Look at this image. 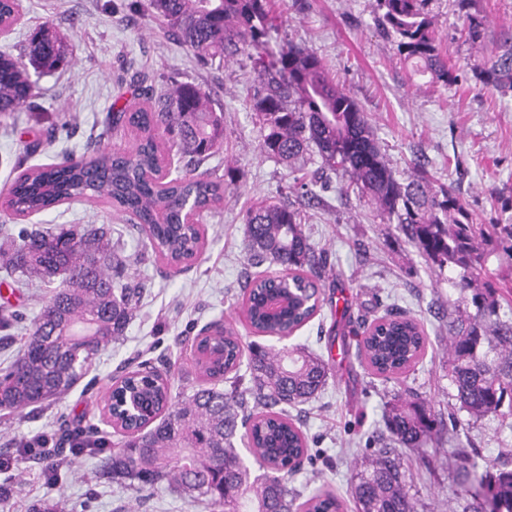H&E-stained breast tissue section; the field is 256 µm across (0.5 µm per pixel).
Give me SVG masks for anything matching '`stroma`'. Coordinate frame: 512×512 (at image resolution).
Listing matches in <instances>:
<instances>
[{
	"instance_id": "35a3bbf8",
	"label": "stroma",
	"mask_w": 512,
	"mask_h": 512,
	"mask_svg": "<svg viewBox=\"0 0 512 512\" xmlns=\"http://www.w3.org/2000/svg\"><path fill=\"white\" fill-rule=\"evenodd\" d=\"M21 5L23 17L0 37V50L25 59L31 34L47 22L72 45L73 60L37 76L33 106L18 109L15 124L0 123V246L18 243L24 227L107 224L114 247L144 290L123 339L101 351L66 396L20 414L0 411V485L11 488L0 512H31L33 504L46 500L64 512H205L163 485L138 497L99 477L96 454L76 457L70 448L81 441L116 447L120 437L103 415L102 396L127 359L143 355L171 375L175 392L187 393L199 383L193 339L204 326L230 323L243 331L244 342L252 341L243 330L241 286L256 270L247 261L242 215L260 198L302 209L311 243L327 250L330 264L320 311L287 340L320 355L329 368L324 390L289 411L300 419L312 456L290 477L289 487L306 496L328 485L346 512H355L351 487L380 446L387 401L403 387L426 399L439 422L433 443L404 451L416 512H462L465 504L486 503L487 491L476 487L455 497L456 474L446 456L458 440L491 464L512 455V424L470 419L448 380V319L472 310L471 293H460L447 276L430 271L416 249L357 197L343 199L329 191L309 201L290 193L292 172L259 149L247 104L251 72L235 63L200 64L165 33L149 0H22ZM432 8L449 64L466 67L470 49L459 38L461 20L452 0H433ZM275 9L282 34L321 56L331 76L368 113L399 179L413 176L412 160L421 157L436 178L453 184L479 223H506L501 203L512 199V92L478 90L468 77L448 88L409 82L392 43L376 28V0H275ZM142 73L158 93L179 82L198 84L224 113V147L201 166L223 181L224 200L203 218L201 259L177 271L143 256L138 233L116 208L74 199L17 218L3 207L23 169L80 156L96 140L110 149L130 146V133L105 125L113 105L145 106ZM51 125L57 128L55 139L28 152V143ZM58 284L55 278L35 277L25 287L0 280V309L33 319ZM390 309L417 318L427 336L424 357L400 384L368 375L356 356L357 333ZM43 435L63 451L62 477L52 486L39 465L16 453Z\"/></svg>"
}]
</instances>
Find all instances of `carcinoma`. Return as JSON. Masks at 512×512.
<instances>
[{"label": "carcinoma", "instance_id": "obj_1", "mask_svg": "<svg viewBox=\"0 0 512 512\" xmlns=\"http://www.w3.org/2000/svg\"><path fill=\"white\" fill-rule=\"evenodd\" d=\"M429 0H377V28L392 42L408 78L428 85L457 84L461 74L448 65L437 41ZM462 19V42L476 51L470 66L481 90L512 92V27L490 34V19L475 0H453ZM153 15L204 64L246 61L255 73L251 111L258 121L259 149L268 157L304 170L307 156L336 175L296 181L306 193L335 188L355 194L417 249L428 268L457 270L460 292L474 287L495 247L512 259V224H478L452 187L426 172L406 182L396 172L357 101L330 76L311 49L288 41L269 61L261 52L278 32L270 0H150ZM12 0H0V29L16 24ZM72 57V48L51 25L34 33L29 64L0 54V114L13 112L33 95L28 68L50 72ZM112 126L136 132L128 149L94 147L79 158L31 167L14 181L11 210L28 216L74 198L109 203L130 217L152 254L168 266L196 256L204 247V229L188 224L184 208L198 214L224 199V183L198 172L224 145V113L209 93L193 83H177L151 108L120 109ZM161 129L184 161L182 174L166 181L159 169ZM247 260L254 267L275 265L290 280L273 288L252 277L243 288L245 321L254 334L281 338L300 329L316 313L319 281L326 259L306 236L300 212L281 203L259 202L247 210ZM20 243L1 256L6 266L51 279L62 277L37 313L32 331L15 361L0 374V410L21 413L35 404L61 399L86 373L94 358L123 335L140 297L129 282L116 288L112 271L124 270L109 247L103 227L58 232L24 229ZM475 313L448 321V378L459 410L478 420L512 417L502 407L512 394V322L502 320L497 291L472 296ZM426 339L410 316H385L367 328L357 356L373 374L397 380L424 356ZM197 364L205 383L190 394L172 396L169 379L142 362L133 374L111 378L108 407L121 448L99 455L98 473L138 492L165 483L177 496L206 504L210 512H341L328 488L305 499L288 487V474L308 457L306 436L286 407L309 400L326 383V363L301 348L249 346L250 386L241 388L243 344L233 331L197 342ZM234 374L236 385L220 388ZM388 442L357 474L352 487L358 512H415L406 490L409 468L403 448H423L437 431L429 403L411 391L397 394L384 416ZM253 449L269 468L260 474L242 459L236 444ZM60 449L34 456L47 480L58 479ZM458 485L476 482L491 501L512 512V460L493 465L458 445L448 450Z\"/></svg>", "mask_w": 512, "mask_h": 512}]
</instances>
